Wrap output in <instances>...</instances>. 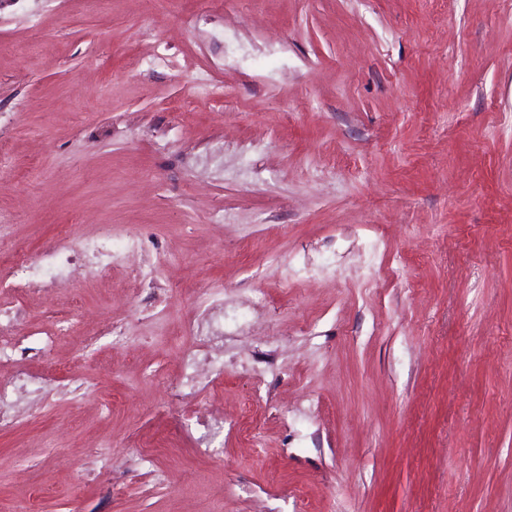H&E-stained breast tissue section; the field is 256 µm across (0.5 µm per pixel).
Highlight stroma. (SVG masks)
<instances>
[{
    "mask_svg": "<svg viewBox=\"0 0 512 512\" xmlns=\"http://www.w3.org/2000/svg\"><path fill=\"white\" fill-rule=\"evenodd\" d=\"M0 140L11 245L164 267L0 261L28 347L79 319L23 361L0 512H512V0H0ZM218 307L202 455L163 382ZM149 250L137 236H112V225H106L99 237L72 239L65 234L33 256H21L13 265L14 276L29 293L48 291L56 284L76 280V272L91 269L103 271L119 260H132L130 274L135 282L151 278L152 266L143 267ZM213 405L205 408V413L198 412L197 424L205 429V432L197 438V447L201 453H210L214 451L212 448L211 432L224 427V416L214 412Z\"/></svg>",
    "mask_w": 512,
    "mask_h": 512,
    "instance_id": "35a3bbf8",
    "label": "stroma"
}]
</instances>
